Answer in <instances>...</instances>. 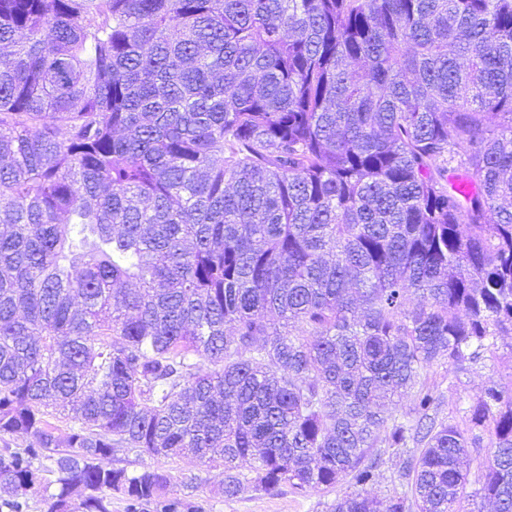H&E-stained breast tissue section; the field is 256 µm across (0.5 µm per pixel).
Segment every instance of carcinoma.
<instances>
[{"label": "carcinoma", "instance_id": "obj_1", "mask_svg": "<svg viewBox=\"0 0 512 512\" xmlns=\"http://www.w3.org/2000/svg\"><path fill=\"white\" fill-rule=\"evenodd\" d=\"M511 335L512 0H0L9 512L45 460L47 512H182L121 448L231 498L475 512L485 438L512 512V385L461 425L429 379ZM103 464L124 467L129 472L139 471L145 466L165 470L173 477L168 492L184 499L191 510L201 507L204 512H327L328 506L336 499V491L311 489L298 494L289 487H283L275 494L249 490L229 499L222 493L224 469L210 467L191 455L173 459L138 458L135 453L116 451ZM190 477H195L194 488L184 485L185 479ZM399 466V459L392 456L389 457L387 454L385 456V465L382 468L383 476H381L380 482L377 485L367 487L368 493L384 500L385 497L391 493L393 488L390 482V476L399 468Z\"/></svg>", "mask_w": 512, "mask_h": 512}]
</instances>
